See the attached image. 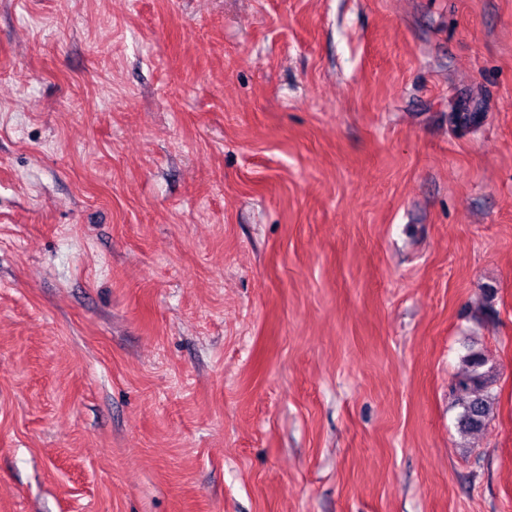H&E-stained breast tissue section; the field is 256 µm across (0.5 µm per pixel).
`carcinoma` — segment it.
Instances as JSON below:
<instances>
[{
  "label": "carcinoma",
  "mask_w": 512,
  "mask_h": 512,
  "mask_svg": "<svg viewBox=\"0 0 512 512\" xmlns=\"http://www.w3.org/2000/svg\"><path fill=\"white\" fill-rule=\"evenodd\" d=\"M480 112H451L448 120L458 128H468L480 122ZM464 369L457 382L458 428L464 436L482 431L489 421L494 404L493 386L498 370L480 351H471L462 359Z\"/></svg>",
  "instance_id": "carcinoma-1"
}]
</instances>
